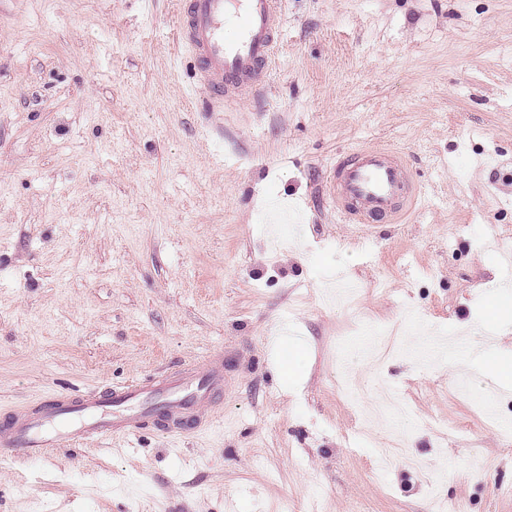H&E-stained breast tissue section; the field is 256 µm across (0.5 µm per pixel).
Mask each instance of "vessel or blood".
I'll list each match as a JSON object with an SVG mask.
<instances>
[{
    "label": "vessel or blood",
    "mask_w": 512,
    "mask_h": 512,
    "mask_svg": "<svg viewBox=\"0 0 512 512\" xmlns=\"http://www.w3.org/2000/svg\"><path fill=\"white\" fill-rule=\"evenodd\" d=\"M278 0H180L178 39L192 54L197 83L212 111L254 94L277 43ZM328 196L347 223L387 224L414 196L401 154L370 146L337 159L326 176ZM233 383L217 351L174 373L76 396L52 392L10 411L0 452L30 460L63 439H107L134 433L155 418L177 437L201 429L215 397Z\"/></svg>",
    "instance_id": "1"
}]
</instances>
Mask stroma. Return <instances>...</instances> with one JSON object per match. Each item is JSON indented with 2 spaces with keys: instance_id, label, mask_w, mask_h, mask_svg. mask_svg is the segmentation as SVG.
I'll return each mask as SVG.
<instances>
[{
  "instance_id": "35a3bbf8",
  "label": "stroma",
  "mask_w": 512,
  "mask_h": 512,
  "mask_svg": "<svg viewBox=\"0 0 512 512\" xmlns=\"http://www.w3.org/2000/svg\"><path fill=\"white\" fill-rule=\"evenodd\" d=\"M178 0H0V416L55 390L148 378L216 350L236 382L199 432L155 426L0 455V512H512V446L476 406L512 382L374 361L474 328L512 355V0H281L258 94L204 107ZM401 152L417 201L396 224L339 220L336 159ZM303 216L271 255V197ZM303 359L294 377L293 352ZM396 395L405 445L362 419ZM484 472L479 481L471 472Z\"/></svg>"
}]
</instances>
